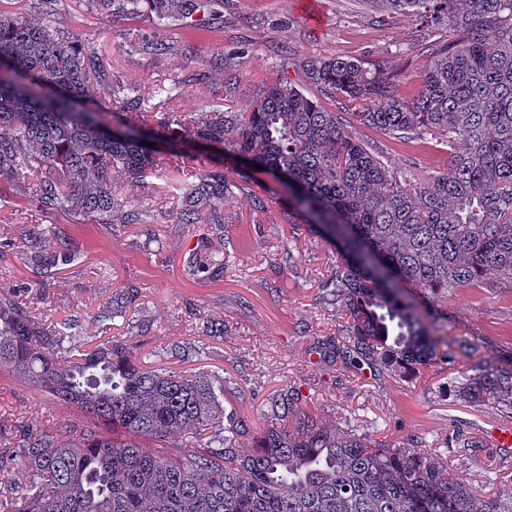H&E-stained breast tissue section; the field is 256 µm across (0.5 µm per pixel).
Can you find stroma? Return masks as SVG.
Returning <instances> with one entry per match:
<instances>
[{"label":"stroma","mask_w":512,"mask_h":512,"mask_svg":"<svg viewBox=\"0 0 512 512\" xmlns=\"http://www.w3.org/2000/svg\"><path fill=\"white\" fill-rule=\"evenodd\" d=\"M0 10L38 22L54 14L62 30L80 32L97 50L112 72L113 88L134 89L142 111L154 113L241 112L265 83L279 78L303 86L327 110L359 111V102L332 98L305 82V59L333 56L381 64L394 77L395 94L410 100L424 84L431 44L448 37L447 25L424 28L409 15L389 18L363 0H224V24L218 28L161 23L150 13L112 19L95 0H0ZM144 35L165 41L167 54L155 60L140 54L134 41ZM278 44L290 49L288 62L273 53ZM190 51L214 61L208 79L192 80L184 65ZM228 69L237 81L226 91ZM177 78L185 82L182 92L159 102L155 84ZM354 134L411 184L450 166L443 145L360 125ZM219 166L234 184L224 202L222 232L176 223L177 187ZM136 197L147 211L140 224L57 219L76 255L44 267L33 265L17 244L21 229L44 223L43 214L23 203L0 207V288L16 289L51 319L77 317L71 346L88 349L106 338L135 342L144 369L223 375L225 411L247 416L253 427H262L269 396L297 386L326 422L392 444L413 434L424 437L429 450L467 474L476 491L489 490V474L512 478V453L499 450L494 438L498 429L512 427V417L456 397L448 370L432 367L407 383L384 373H351L320 359L318 341L342 335L345 323L323 293L336 271V248L318 235H293L288 204L265 171L204 147L189 160L167 153L161 171L147 178ZM218 251L231 255L223 275L191 274L195 254ZM128 291L134 298L125 317L95 322L114 295ZM444 306L449 333L469 336L478 357L492 359L512 344V279L491 274L478 285L449 289ZM210 320L225 323L224 335H204ZM3 403L21 408L32 425L75 418L73 409L0 371ZM457 433L482 440L485 454L471 458L445 444L446 436Z\"/></svg>","instance_id":"stroma-1"}]
</instances>
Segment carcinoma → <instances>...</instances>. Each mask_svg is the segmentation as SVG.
Wrapping results in <instances>:
<instances>
[{
	"mask_svg": "<svg viewBox=\"0 0 512 512\" xmlns=\"http://www.w3.org/2000/svg\"><path fill=\"white\" fill-rule=\"evenodd\" d=\"M215 0H97L107 16L160 21L198 13L224 24ZM385 15L411 14L425 27L448 21L418 96L404 100L382 67L340 57L305 62L308 82L366 103L353 123L448 147L451 171L412 186L298 86L267 83L246 112H150L122 123L140 98L107 110L95 95L112 80L88 44L49 22L0 14L1 184L46 216L94 224L144 222L132 196L155 173L153 140L192 158L205 143L261 166L288 202L294 227L322 232L340 249L326 282L345 312V336L318 343L328 363L413 380L439 364L457 373V397L512 415V348L487 363L465 335L445 336L448 289L490 272L512 279V0H366ZM154 57L163 42L139 39ZM185 138L172 137L173 126ZM234 183L207 171L179 193V224L222 227ZM74 257L54 227L33 225L20 244L39 260L45 244ZM226 258L195 266L218 275ZM114 297L95 321L125 315ZM78 321L46 322L0 291V369L73 408L55 427L0 414V468L30 473L25 487L0 489V512H512V485L478 498L469 479L438 461L423 438L389 444L343 430L309 409L297 387L267 399L258 430L224 412V382L143 369L136 347L105 339L74 353ZM250 441L247 451L240 441Z\"/></svg>",
	"mask_w": 512,
	"mask_h": 512,
	"instance_id": "carcinoma-1",
	"label": "carcinoma"
}]
</instances>
